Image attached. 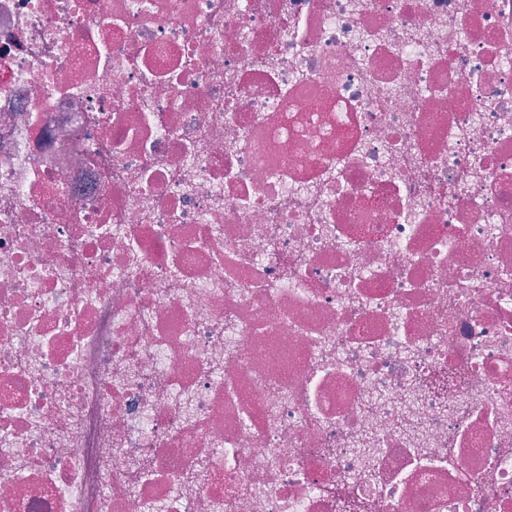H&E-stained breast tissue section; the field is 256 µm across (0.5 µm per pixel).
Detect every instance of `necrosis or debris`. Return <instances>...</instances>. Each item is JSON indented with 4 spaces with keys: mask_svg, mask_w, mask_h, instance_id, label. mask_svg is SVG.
<instances>
[{
    "mask_svg": "<svg viewBox=\"0 0 512 512\" xmlns=\"http://www.w3.org/2000/svg\"><path fill=\"white\" fill-rule=\"evenodd\" d=\"M512 512V0H0V512Z\"/></svg>",
    "mask_w": 512,
    "mask_h": 512,
    "instance_id": "obj_1",
    "label": "necrosis or debris"
}]
</instances>
